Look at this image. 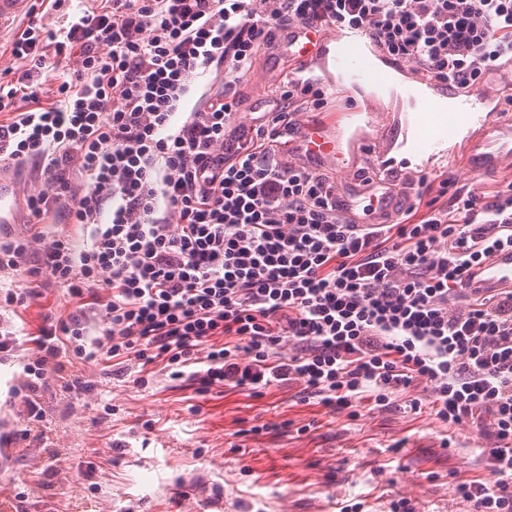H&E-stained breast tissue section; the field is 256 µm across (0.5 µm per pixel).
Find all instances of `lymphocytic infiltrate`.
I'll return each mask as SVG.
<instances>
[{"label":"lymphocytic infiltrate","instance_id":"f902f5d3","mask_svg":"<svg viewBox=\"0 0 512 512\" xmlns=\"http://www.w3.org/2000/svg\"><path fill=\"white\" fill-rule=\"evenodd\" d=\"M53 31L35 11L0 71V162L42 164L28 237H0V301L21 306L45 282L66 288L67 320L45 315L18 394L42 421L50 381L83 388L62 359L157 365L201 391L260 397L298 389L334 411L371 397L427 393L445 427L492 439V480L459 481L467 512H512V291L482 297L466 271L512 247V181L487 192L420 178L396 222L358 224L329 179L284 165L274 134L235 126L233 85L249 80L275 31L355 29L416 76L475 90L512 64V0H99ZM74 62L77 81L42 103L35 77ZM213 75L181 125L194 83ZM324 92L290 77L272 127L295 131ZM84 176L73 189L71 172ZM66 211L84 238L45 224ZM43 249H34V242Z\"/></svg>","mask_w":512,"mask_h":512}]
</instances>
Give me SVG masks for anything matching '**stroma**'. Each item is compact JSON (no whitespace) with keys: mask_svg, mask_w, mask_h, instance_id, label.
<instances>
[{"mask_svg":"<svg viewBox=\"0 0 512 512\" xmlns=\"http://www.w3.org/2000/svg\"><path fill=\"white\" fill-rule=\"evenodd\" d=\"M279 31L254 62V77L236 87L237 124H267L264 96L282 84L291 61ZM413 114L406 100H380L379 110L351 115L350 106L328 96L324 110L298 115V131L285 138L283 163L329 177L337 196L371 200L358 175L360 152L370 143L399 159L401 142L412 135ZM340 146V158L306 154L302 140L310 128ZM72 307L56 285L20 312L28 331L46 313L64 319ZM28 345L0 358V434L23 423L13 391L21 387ZM89 390L50 384L41 404L52 430V447L33 443L24 458L16 444L0 443V490L22 491L23 512H340L365 503V512H388L391 499L407 498L413 512H465L455 496L459 479L489 477L480 451L490 442L465 426L448 430L429 407L412 412L408 393L393 406L375 411L358 401L357 418L318 404L300 403L295 390H273L254 399L239 392L197 395L167 376L146 385L113 374L100 362L81 365ZM115 408L106 414L105 405ZM266 425L259 435L254 425ZM450 447H442V440Z\"/></svg>","mask_w":512,"mask_h":512,"instance_id":"1","label":"stroma"}]
</instances>
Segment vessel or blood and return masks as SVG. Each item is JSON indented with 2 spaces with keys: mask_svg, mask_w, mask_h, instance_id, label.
I'll return each mask as SVG.
<instances>
[{
  "mask_svg": "<svg viewBox=\"0 0 512 512\" xmlns=\"http://www.w3.org/2000/svg\"><path fill=\"white\" fill-rule=\"evenodd\" d=\"M335 71L327 82L332 86L358 88L364 77L365 60L377 50L364 33L351 29L336 32ZM318 43L315 32L298 26L290 31L288 45L300 64H307L310 53ZM414 150L422 155L444 154L449 143L445 129L438 123V113L454 114L464 136L459 144L468 167L480 175L495 174L512 159V118L494 119L498 111L497 100L479 91H462L450 86L426 83L425 92L413 101ZM307 153L323 157L338 154L335 142L327 140L321 131L308 133L303 143ZM366 169H380L387 187V201H394L390 188L401 172L394 161L385 159L381 152L368 154ZM24 181L15 170L0 167V229L13 228L21 223L20 199ZM464 286L477 289L479 294L492 295L503 289H512V247L497 250L490 258L471 268L465 275Z\"/></svg>",
  "mask_w": 512,
  "mask_h": 512,
  "instance_id": "vessel-or-blood-1",
  "label": "vessel or blood"
}]
</instances>
